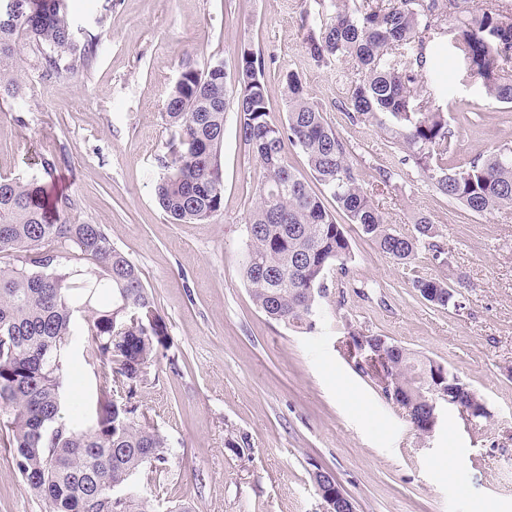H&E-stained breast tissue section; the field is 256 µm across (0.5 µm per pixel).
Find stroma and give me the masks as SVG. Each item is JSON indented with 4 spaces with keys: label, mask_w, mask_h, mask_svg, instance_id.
Returning <instances> with one entry per match:
<instances>
[{
    "label": "stroma",
    "mask_w": 512,
    "mask_h": 512,
    "mask_svg": "<svg viewBox=\"0 0 512 512\" xmlns=\"http://www.w3.org/2000/svg\"><path fill=\"white\" fill-rule=\"evenodd\" d=\"M353 0H68L78 42L99 41L76 76L43 78L29 65L19 97H0V177L52 182L72 201L71 220L103 225L139 268L164 316L170 346L138 400L169 442L168 470L140 474L154 512H323L310 473L332 472L356 512H512V209L480 216L441 195L407 158L384 114L362 121L344 102L351 62L316 65L302 48L303 14L333 16ZM264 55L273 120L285 116V76L295 72L347 142L365 192L391 229L416 217L438 228L442 255L423 248L411 265L386 257L346 225V274L319 300L315 328L269 320L243 279L245 219L259 163L224 125V209L174 223L155 185L164 169L168 93L186 66L232 65L238 46ZM440 71L455 161L512 147V108L485 96L454 57ZM55 156L47 176L43 156ZM391 176L382 183L381 172ZM460 289L462 309L420 299L415 279ZM383 336L448 367L484 399L489 418L449 415L420 437L344 352L348 332ZM64 418L89 426L98 382L74 336ZM456 449L453 471L441 461ZM0 512H46L0 447Z\"/></svg>",
    "instance_id": "stroma-1"
}]
</instances>
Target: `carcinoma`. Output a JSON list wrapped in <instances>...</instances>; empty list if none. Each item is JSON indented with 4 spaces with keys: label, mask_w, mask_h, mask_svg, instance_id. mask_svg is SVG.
Masks as SVG:
<instances>
[{
    "label": "carcinoma",
    "mask_w": 512,
    "mask_h": 512,
    "mask_svg": "<svg viewBox=\"0 0 512 512\" xmlns=\"http://www.w3.org/2000/svg\"><path fill=\"white\" fill-rule=\"evenodd\" d=\"M24 11L0 13V95L16 97L28 62L43 76L72 73L88 64L97 39L78 45L67 0H23ZM447 0H390L385 9L360 4L329 22L303 16V48L318 66L350 60L358 71L346 109L351 119L389 115L408 157L439 193L478 214L512 208V150L499 149L450 166L448 118L431 96L427 50L442 46ZM452 48L485 93L512 104V7L458 11ZM264 57L237 49L232 70L218 62L180 73L164 104L172 134L166 173L156 186L163 211L175 222L219 216L224 207L222 147L226 114L235 113L239 137L259 161L257 198L246 228L250 245L243 275L257 307L270 319L302 332L313 329L318 299L333 267L347 271L349 240L308 182L288 164L285 144L306 158L313 179L329 192L348 223L399 264L415 260L437 236L426 216L409 236L384 222L359 182L346 142L310 101L298 75H286V117L269 121ZM68 196L44 184L0 178V447L47 512H153L150 500L127 498L124 488L144 471L166 470L168 442L138 420L135 398L149 369L168 347V328L137 266L110 244L101 224H75L64 212ZM71 259L87 262L72 267ZM427 302L458 310L457 290L438 278H418ZM101 294L112 306L94 307ZM85 322L86 362L99 378L96 419L77 427L61 413L67 358L77 318ZM378 366L412 407L420 436L426 414L423 383L432 361L380 336Z\"/></svg>",
    "instance_id": "carcinoma-1"
}]
</instances>
